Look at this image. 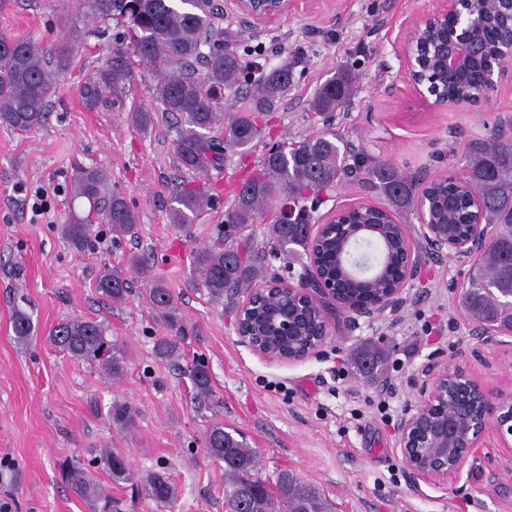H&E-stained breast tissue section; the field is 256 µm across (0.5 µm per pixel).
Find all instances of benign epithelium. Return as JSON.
Returning a JSON list of instances; mask_svg holds the SVG:
<instances>
[{
    "instance_id": "7a95c632",
    "label": "benign epithelium",
    "mask_w": 512,
    "mask_h": 512,
    "mask_svg": "<svg viewBox=\"0 0 512 512\" xmlns=\"http://www.w3.org/2000/svg\"><path fill=\"white\" fill-rule=\"evenodd\" d=\"M471 2L441 0L436 10L414 20L401 34L402 65L406 78L412 90L431 109L446 108L456 104L457 100L448 98V93L441 90L439 83H429V73L437 69L463 76L477 59L479 47L475 30L478 16L470 12ZM233 3L248 22V33L259 37L265 32L263 24L288 14L293 0H233ZM360 208L359 204L338 208L330 213L325 223L312 225L314 241H321L326 230L330 235H336V230L330 231L328 227L339 224L340 217ZM340 229L344 230V235L339 237L338 278L331 279L324 274L317 255L313 253L297 283L274 276L266 284V290L286 289L313 301L324 315L325 323L330 310L351 314L349 321L353 323L360 318L372 322L387 313L397 314L410 301L407 288L420 270L423 259L442 261L451 252L460 259L475 261L500 233V228L494 224H473L464 237L450 239L448 232L440 230L437 225L424 223L420 231L422 250L413 249L408 236H402V256L396 270L378 258L370 259L360 249V243L365 241L376 240L385 244L383 225L355 224L349 229L347 225L340 224ZM374 279L388 282V287L377 297L355 300L344 297L341 283L358 284ZM250 307L252 303L249 301L237 306L235 332L240 342L255 353L280 362L300 361L315 353V344L299 352L274 351L260 344L256 337L241 327L244 317L250 314ZM265 324L275 327L283 336H290L301 326V320L272 316ZM459 373L469 391L478 399L481 417L476 421H466L458 430L448 428L446 423L435 426L433 437L423 448L419 438L424 421L431 418V413L438 406L441 386L448 385V380ZM492 424L499 433L512 435V399L506 400L493 393L471 373L453 369L446 362L431 360L420 371L417 402L409 406L397 422L400 452L414 478L427 481L445 479L461 469Z\"/></svg>"
}]
</instances>
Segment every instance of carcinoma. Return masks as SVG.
Here are the masks:
<instances>
[{
  "label": "carcinoma",
  "instance_id": "obj_1",
  "mask_svg": "<svg viewBox=\"0 0 512 512\" xmlns=\"http://www.w3.org/2000/svg\"><path fill=\"white\" fill-rule=\"evenodd\" d=\"M86 16L95 22L114 20L126 28L124 41L113 47L109 63L82 88L85 106L96 108L107 92L118 95L131 80L129 56L138 58L155 74L157 111L138 110L130 120L145 130L154 125L156 112L175 119L173 150L178 165L195 174L224 165V151L251 147L261 134L260 114L277 109L287 98L292 84L291 66L284 63L266 68L248 62L231 44L232 38L219 27L220 8L212 0H84ZM484 23L476 32L483 57L463 79L441 78L452 93L465 90L469 101L482 99L486 72L502 56L506 44L496 0H476ZM210 45L206 54L201 48ZM73 49L60 44L49 49L32 39L0 37V122L20 132L42 126L47 105L56 92L58 79L73 64ZM249 97L246 110L223 120L224 95ZM352 95L346 74L320 86L312 105L332 114L344 108ZM468 176L464 180L441 178L418 189V184L402 175L389 162L356 155L351 142L326 130L304 138L290 147L268 149L256 173L239 187L233 208L225 215L224 236L198 250L195 269L200 283L216 302L224 301L230 288L249 290L263 287L261 278L268 259L288 260L298 251H310L309 224L318 195L334 188L356 168L363 179L378 188L390 209L403 213L417 208V198L425 200V216L431 224L448 225V233L459 236L473 222L502 226L491 247L469 272V290L462 308L478 321L500 322L512 329V309L484 289L494 280L504 293L512 292V143L500 127L486 139L469 142L466 149ZM74 198L89 204L85 215L71 214L61 233L76 249L85 246L94 223L112 227V233L132 235L137 216L122 192L112 188L107 173L94 167L76 168ZM286 198L299 210L298 223L288 227L275 219L266 225L261 244L239 232L265 216L271 204ZM210 196L199 188H180L169 199L171 224L185 231L208 206ZM96 288L114 303H123L130 293L122 273L107 265ZM151 309L164 321L170 336L154 343L157 358L177 362L182 358L180 318L172 293L160 284L147 289ZM292 299L278 293L260 300L259 308L288 311ZM14 335L26 340L32 334L30 315L22 309L12 320ZM48 341L60 352L97 364L109 377L124 372V357L107 341L100 323L90 319L63 320L50 330ZM188 374L195 398L215 405L211 376L207 367L193 362ZM138 411L128 403H114L109 410L112 424L122 430L135 428ZM207 454L224 463V512H335L332 503L313 486L285 472L275 482L258 476L257 450L237 439L224 424L215 422L205 432ZM99 463L112 482L130 480L125 458L108 448ZM61 477L78 497L94 503L96 512H118L112 496L78 466L65 463ZM141 495L160 508L176 497L177 488L160 472L146 475L138 487Z\"/></svg>",
  "mask_w": 512,
  "mask_h": 512
}]
</instances>
